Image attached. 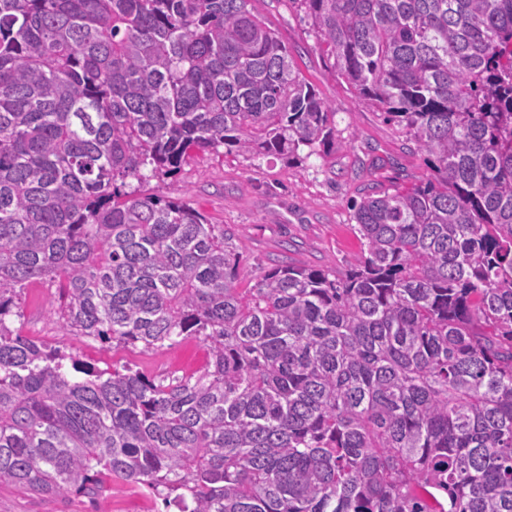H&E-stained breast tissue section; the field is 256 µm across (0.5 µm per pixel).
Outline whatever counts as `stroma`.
<instances>
[{
    "label": "stroma",
    "instance_id": "obj_1",
    "mask_svg": "<svg viewBox=\"0 0 512 512\" xmlns=\"http://www.w3.org/2000/svg\"><path fill=\"white\" fill-rule=\"evenodd\" d=\"M297 67L336 111V147L328 157L298 164L276 157L247 159L235 154L196 155L171 177L151 180L152 193L186 197L212 223L235 230L240 262L261 271L276 260L341 272L361 253L351 207L369 187L387 188L425 178L430 168L380 112L363 104L333 76L298 0H252ZM55 289L35 283L22 298L21 318L12 327L22 335L63 347L86 364L104 369L127 365L164 377L202 368L205 349L196 339L143 350L103 348L85 336L62 335L54 316ZM105 500L95 505L75 495H33L0 486V512H166L162 497L109 479Z\"/></svg>",
    "mask_w": 512,
    "mask_h": 512
}]
</instances>
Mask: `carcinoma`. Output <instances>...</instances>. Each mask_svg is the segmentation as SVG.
<instances>
[{
	"label": "carcinoma",
	"instance_id": "carcinoma-1",
	"mask_svg": "<svg viewBox=\"0 0 512 512\" xmlns=\"http://www.w3.org/2000/svg\"><path fill=\"white\" fill-rule=\"evenodd\" d=\"M251 0H0V484L177 512H512V0H300L335 78L431 162L353 205L343 274L241 288L230 230L143 191L201 152L298 163L335 110ZM57 290L95 368L10 327ZM58 295L54 288L35 283L26 288L22 298V317L15 318L12 329L24 336L37 337L99 369L112 365H128L148 375L164 377L182 375L202 368L205 349L196 339L188 338L180 343L162 348L143 350L139 348L115 347L105 349L101 344L85 336H61L59 324L53 311L58 306Z\"/></svg>",
	"mask_w": 512,
	"mask_h": 512
}]
</instances>
